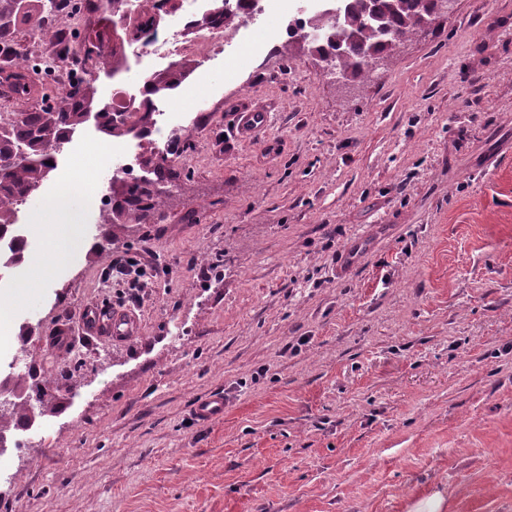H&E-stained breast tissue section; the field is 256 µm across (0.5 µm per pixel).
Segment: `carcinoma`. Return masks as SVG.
I'll use <instances>...</instances> for the list:
<instances>
[{"label":"carcinoma","instance_id":"cac0c4a2","mask_svg":"<svg viewBox=\"0 0 512 512\" xmlns=\"http://www.w3.org/2000/svg\"><path fill=\"white\" fill-rule=\"evenodd\" d=\"M7 10H0V42H13L19 23L30 20L33 11L51 12L53 0H9ZM442 0H341L336 9V22L326 24L318 17L298 20L289 29L288 37L309 43L308 51L323 64V71L345 82L371 78L381 62L392 56L405 42L424 31L442 17ZM226 0H217L216 12L195 21L208 25L220 19L224 31L245 22L241 13L224 10ZM83 57L77 63L92 72L115 73L116 50L101 35L85 34ZM18 95L28 93L21 82L30 68V58L15 55L11 62ZM185 79L181 68H172L157 75L147 84L145 96L176 90ZM96 79L79 78L56 96L53 106L38 112H0V260L9 252L8 262L24 261V240L12 237L19 207L40 189L57 168V155L70 143L75 131L95 116L99 130L111 137H131L139 141L149 138L156 125L155 105L134 112L114 115L95 109ZM170 141L157 151L146 148L139 154V166L152 177L114 179L109 186V203L105 204L96 225V249L106 250L116 237L115 229L124 224H161L166 218L164 206L171 196L169 183L177 179L173 169L178 154ZM28 377L32 383L25 392L36 399L42 412L53 410L48 399V385ZM31 407L14 406L9 415L0 414V430L10 422L25 425Z\"/></svg>","mask_w":512,"mask_h":512}]
</instances>
